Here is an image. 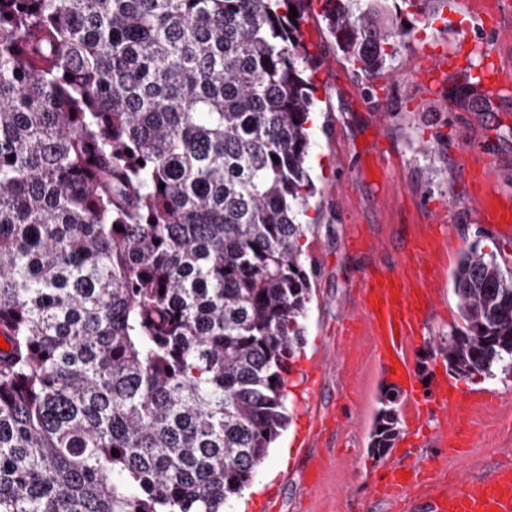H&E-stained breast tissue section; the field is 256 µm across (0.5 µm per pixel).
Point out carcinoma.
<instances>
[{"label":"carcinoma","mask_w":512,"mask_h":512,"mask_svg":"<svg viewBox=\"0 0 512 512\" xmlns=\"http://www.w3.org/2000/svg\"><path fill=\"white\" fill-rule=\"evenodd\" d=\"M387 2L322 0L366 75L448 6L382 23ZM311 9L0 0V512H231L287 427L311 291ZM453 282L448 370L512 368V273L472 247Z\"/></svg>","instance_id":"1"}]
</instances>
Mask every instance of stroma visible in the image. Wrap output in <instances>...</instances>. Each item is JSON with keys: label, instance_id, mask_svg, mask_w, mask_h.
<instances>
[{"label": "stroma", "instance_id": "obj_1", "mask_svg": "<svg viewBox=\"0 0 512 512\" xmlns=\"http://www.w3.org/2000/svg\"><path fill=\"white\" fill-rule=\"evenodd\" d=\"M499 8L494 31L467 15L454 26L437 17L427 30L408 37L388 71L372 78L356 74L337 52L319 13L301 26L319 34L308 163L317 193L300 239L302 260L313 276L305 344L285 376L297 394L289 407L291 423L253 479L261 497L271 498V512H427V501L452 492L461 478H484L512 463L507 368L456 379L459 393L488 399L465 414L474 437L461 454L444 455L431 439L405 446L412 404L404 393L397 401L401 439L385 456L372 454L370 435L391 369L364 333L361 288L363 273L400 268L414 243L428 237L433 205H446L445 269L423 334L404 345V358L421 382L446 369L437 345L460 320L452 273L461 253L478 248L512 273V237L480 224L461 164L447 149L451 142L479 143L496 187L512 194V91L482 85L462 97L445 89L430 96L413 81L424 48L437 44L456 51L482 42L485 53L512 72V0H500ZM380 162L391 177L386 187L374 177ZM315 362L320 370L307 392L302 381ZM436 456L442 462L422 487L396 498L379 493L378 478L387 465Z\"/></svg>", "mask_w": 512, "mask_h": 512}]
</instances>
